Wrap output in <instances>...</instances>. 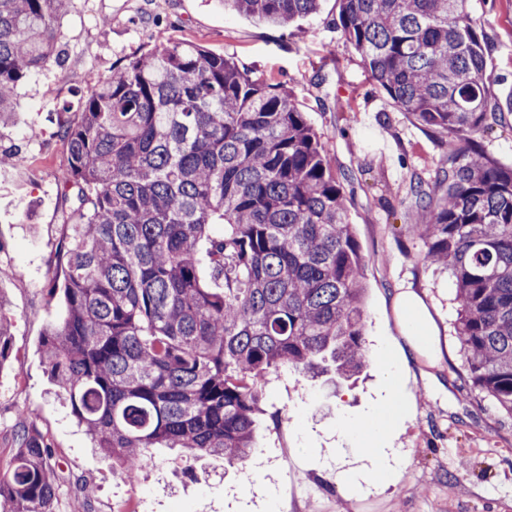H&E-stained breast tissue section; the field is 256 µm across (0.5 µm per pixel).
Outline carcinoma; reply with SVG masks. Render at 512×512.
<instances>
[{
    "label": "carcinoma",
    "mask_w": 512,
    "mask_h": 512,
    "mask_svg": "<svg viewBox=\"0 0 512 512\" xmlns=\"http://www.w3.org/2000/svg\"><path fill=\"white\" fill-rule=\"evenodd\" d=\"M286 26L319 0H227ZM336 27L402 111L448 137L433 181L410 182L423 259L448 268L468 381L512 415V165L474 136L503 122L488 40L467 0H339ZM68 0H0V128L18 87L60 58ZM58 137L63 227L47 280L65 317L42 353L112 472L136 483L151 448L184 466L255 453L269 376L342 380L366 367L364 260L328 147L280 83L198 44L121 61ZM0 300V363L10 356ZM53 451L24 427L0 512H55Z\"/></svg>",
    "instance_id": "obj_1"
}]
</instances>
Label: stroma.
Listing matches in <instances>:
<instances>
[{"label":"stroma","mask_w":512,"mask_h":512,"mask_svg":"<svg viewBox=\"0 0 512 512\" xmlns=\"http://www.w3.org/2000/svg\"><path fill=\"white\" fill-rule=\"evenodd\" d=\"M339 10L338 0H321L316 14L277 28L226 9L224 0H73L57 26L63 64L48 62L19 87L13 123L0 129V148L26 157L0 167V299L12 326V361L0 368V468L22 427L45 435L61 485L56 512H277L283 505L284 486L263 468L228 469L210 457L182 476L163 448L153 451L159 466L125 486L58 397L41 350L47 327L64 317L60 296L46 288L62 236L58 173L67 163L55 132L76 120L69 103L113 64L170 40L286 82L330 148L365 259L370 358L358 381L291 373L268 386L260 449H288L300 478L319 487L297 512H512V497L499 493L512 484V416L470 385L453 328L454 280L424 262L404 202L413 177L433 178L445 146L371 80L336 28ZM467 12L489 39L498 97L512 99V0H468ZM405 291L431 314L433 353H416L406 341L398 307ZM388 363L398 385L385 376ZM387 410L389 436L376 458H363L344 425ZM384 466L393 470L386 482L374 476ZM231 485L238 496H225Z\"/></svg>","instance_id":"obj_1"}]
</instances>
